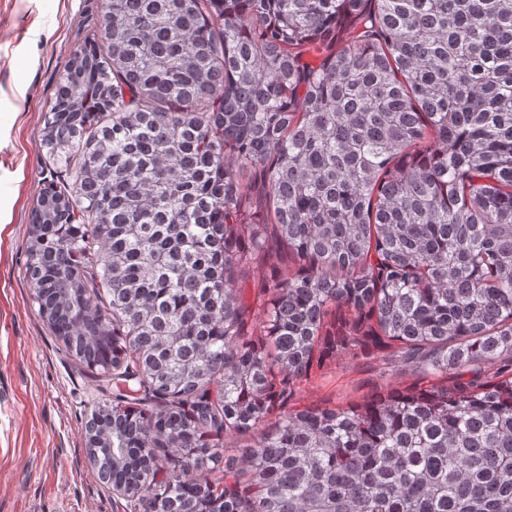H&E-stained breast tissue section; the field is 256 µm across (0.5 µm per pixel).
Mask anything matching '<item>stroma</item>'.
I'll list each match as a JSON object with an SVG mask.
<instances>
[{"mask_svg": "<svg viewBox=\"0 0 512 512\" xmlns=\"http://www.w3.org/2000/svg\"><path fill=\"white\" fill-rule=\"evenodd\" d=\"M104 0H0V512H131L91 466L85 427L114 386L76 363L25 272L32 210L56 164L45 123ZM415 364L341 353L294 380L292 407L336 408L418 385Z\"/></svg>", "mask_w": 512, "mask_h": 512, "instance_id": "stroma-1", "label": "stroma"}]
</instances>
